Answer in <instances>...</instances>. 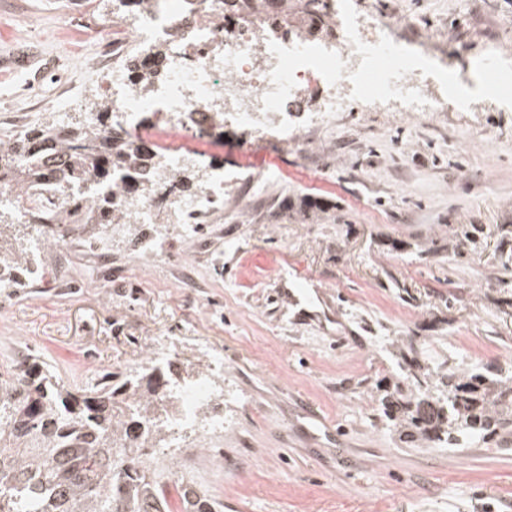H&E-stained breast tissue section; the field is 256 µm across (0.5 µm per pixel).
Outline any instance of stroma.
Instances as JSON below:
<instances>
[{"mask_svg":"<svg viewBox=\"0 0 512 512\" xmlns=\"http://www.w3.org/2000/svg\"><path fill=\"white\" fill-rule=\"evenodd\" d=\"M390 16L405 46L430 41L470 105L375 107L258 142L222 129L204 161L223 169L224 221L186 238L169 224L87 247L41 251V288H0V368L18 356L88 387L140 374L178 341L173 374L224 357V428L147 459L223 512H512V436L466 448L410 443L380 399L407 371L512 370V100L473 62L512 61V0H352ZM112 0H0V56L31 49L51 74L0 107V133L39 122L73 88L99 92L92 63ZM262 178L258 188L237 177ZM474 232L465 240L463 229ZM163 241L146 263L143 240Z\"/></svg>","mask_w":512,"mask_h":512,"instance_id":"35a3bbf8","label":"stroma"}]
</instances>
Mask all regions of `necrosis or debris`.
I'll return each instance as SVG.
<instances>
[{"label": "necrosis or debris", "mask_w": 512, "mask_h": 512, "mask_svg": "<svg viewBox=\"0 0 512 512\" xmlns=\"http://www.w3.org/2000/svg\"><path fill=\"white\" fill-rule=\"evenodd\" d=\"M125 33L123 45L112 48V66L105 69L102 92L112 103V122L134 144L152 143L163 166L155 195L132 197L140 223H155L166 214L169 223L191 233L224 212V173L208 170L205 184L180 197L172 209L169 177L198 154L208 138L199 134L216 113L229 124L249 126L257 135H287L288 119L309 103L308 116L318 125L339 111L383 105L408 112H436L447 104L450 66H437L428 42L406 49L394 22L377 12L354 14L348 0H335L339 20L335 43L314 47L304 36L285 37L278 30L224 18V0H150L129 10L114 0ZM140 56L165 48L163 74L148 89L133 87L121 61L127 46ZM154 120L142 125V113ZM74 193L65 183L45 181L29 189L17 210L21 222L34 213H58Z\"/></svg>", "instance_id": "1"}]
</instances>
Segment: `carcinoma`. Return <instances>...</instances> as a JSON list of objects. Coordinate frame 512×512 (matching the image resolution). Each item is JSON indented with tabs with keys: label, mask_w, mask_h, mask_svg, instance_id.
I'll list each match as a JSON object with an SVG mask.
<instances>
[{
	"label": "carcinoma",
	"mask_w": 512,
	"mask_h": 512,
	"mask_svg": "<svg viewBox=\"0 0 512 512\" xmlns=\"http://www.w3.org/2000/svg\"><path fill=\"white\" fill-rule=\"evenodd\" d=\"M224 0V18L247 16L286 37L333 35L325 0ZM291 12L295 23L280 26ZM163 52L145 60L132 54L127 70L133 83L149 85L157 76ZM94 125L83 120L66 124L48 113L15 134L0 136V189L15 198L24 188L59 180L74 187L92 182L101 188L93 200L75 193L60 219L50 214L35 222L48 225L44 244L64 241L62 227L74 231L89 224H122L129 196L155 192L151 153L129 142L119 126L103 121L109 101L97 103ZM27 162L20 164L17 158ZM32 271L28 257L0 255V288H27ZM170 376L147 375L119 386L104 382L90 390L59 383L39 362L19 363L0 372V512H170L169 485L162 473L147 466L137 439L152 428L162 441L151 397L169 387ZM512 374L490 377L475 368L451 366L412 375L381 399L383 416L399 435L413 442H438L459 448L476 439L512 434ZM123 393V405L115 402ZM182 512H218V504L199 494L189 482L174 484Z\"/></svg>",
	"instance_id": "cac0c4a2"
}]
</instances>
